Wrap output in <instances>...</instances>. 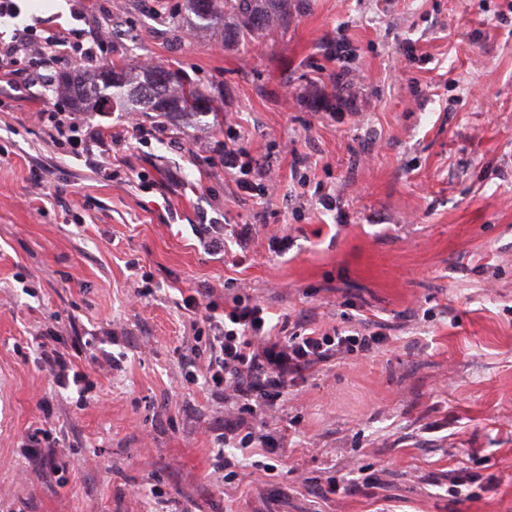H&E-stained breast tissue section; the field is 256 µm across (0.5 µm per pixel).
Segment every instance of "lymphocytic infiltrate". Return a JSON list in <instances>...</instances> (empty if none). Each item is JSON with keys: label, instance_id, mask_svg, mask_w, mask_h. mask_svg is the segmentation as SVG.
<instances>
[{"label": "lymphocytic infiltrate", "instance_id": "lymphocytic-infiltrate-1", "mask_svg": "<svg viewBox=\"0 0 512 512\" xmlns=\"http://www.w3.org/2000/svg\"><path fill=\"white\" fill-rule=\"evenodd\" d=\"M45 31L40 40L0 43V83H15L24 60L46 69L76 58L94 60L111 37L107 31L97 33L86 45L69 41L60 34L57 24L47 23ZM224 167L239 172L238 186L242 190L265 192L266 173L252 165L243 147H225ZM195 233L207 252L218 254L232 245L244 252L254 238L255 228L250 224H203ZM185 304L202 313L208 360L202 374L189 370L184 378L191 383L203 377L214 397L230 405L233 418L216 436L217 442L227 448L258 446L266 454H277V446L268 442L257 422L259 412L280 407L289 387L303 379L307 371L353 354H369L385 340L376 332L336 327L326 331L303 321L297 322L292 331L284 325L274 328L267 324L264 305L249 296H233L220 307L191 295Z\"/></svg>", "mask_w": 512, "mask_h": 512}]
</instances>
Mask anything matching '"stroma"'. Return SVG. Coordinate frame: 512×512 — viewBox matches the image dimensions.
Returning <instances> with one entry per match:
<instances>
[{"label":"stroma","instance_id":"1","mask_svg":"<svg viewBox=\"0 0 512 512\" xmlns=\"http://www.w3.org/2000/svg\"><path fill=\"white\" fill-rule=\"evenodd\" d=\"M184 7L24 0L0 28L111 24L89 72L164 66L215 107L106 144L107 180L50 140L38 111L70 109L36 73L0 100V512H512V22L495 17L512 0H296L287 28L229 46L175 27ZM230 138L268 195L225 171ZM195 224L255 225L249 259L204 253ZM207 289L322 329L390 328L268 415L265 434L288 436L273 474L250 456L225 482L213 438L230 415L182 378L183 300ZM40 336L85 394L54 382ZM38 429L72 469L31 455ZM468 454L476 499L448 493ZM374 471L376 494L323 493Z\"/></svg>","mask_w":512,"mask_h":512}]
</instances>
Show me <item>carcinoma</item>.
I'll list each match as a JSON object with an SVG mask.
<instances>
[{
	"instance_id": "cac0c4a2",
	"label": "carcinoma",
	"mask_w": 512,
	"mask_h": 512,
	"mask_svg": "<svg viewBox=\"0 0 512 512\" xmlns=\"http://www.w3.org/2000/svg\"><path fill=\"white\" fill-rule=\"evenodd\" d=\"M291 5L292 0H187L185 20L197 29L221 32L230 45L286 27L293 17ZM58 85L72 106L88 100L104 106L112 102L128 112H155L175 125L214 111L202 89L163 67L114 65L99 78L79 83L62 74Z\"/></svg>"
}]
</instances>
